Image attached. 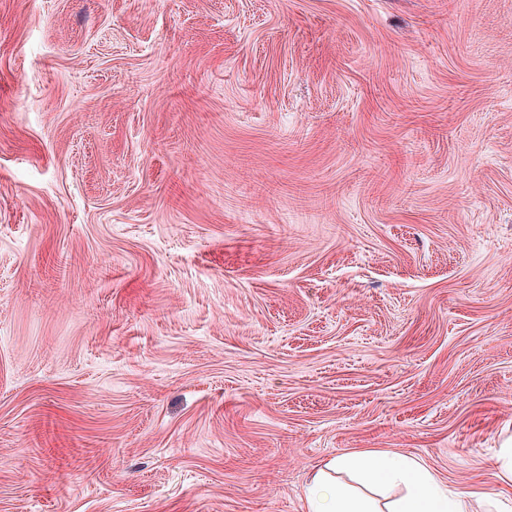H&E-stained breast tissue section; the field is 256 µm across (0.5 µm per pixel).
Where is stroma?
<instances>
[{"instance_id": "stroma-1", "label": "stroma", "mask_w": 512, "mask_h": 512, "mask_svg": "<svg viewBox=\"0 0 512 512\" xmlns=\"http://www.w3.org/2000/svg\"><path fill=\"white\" fill-rule=\"evenodd\" d=\"M511 438L512 0H0V512Z\"/></svg>"}]
</instances>
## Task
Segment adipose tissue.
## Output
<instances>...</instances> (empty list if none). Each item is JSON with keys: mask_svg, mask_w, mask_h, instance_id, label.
Segmentation results:
<instances>
[{"mask_svg": "<svg viewBox=\"0 0 512 512\" xmlns=\"http://www.w3.org/2000/svg\"><path fill=\"white\" fill-rule=\"evenodd\" d=\"M397 488L379 505L376 492ZM305 512H471V495L443 489L436 474L415 458L393 451L336 456L312 474Z\"/></svg>", "mask_w": 512, "mask_h": 512, "instance_id": "adipose-tissue-1", "label": "adipose tissue"}]
</instances>
